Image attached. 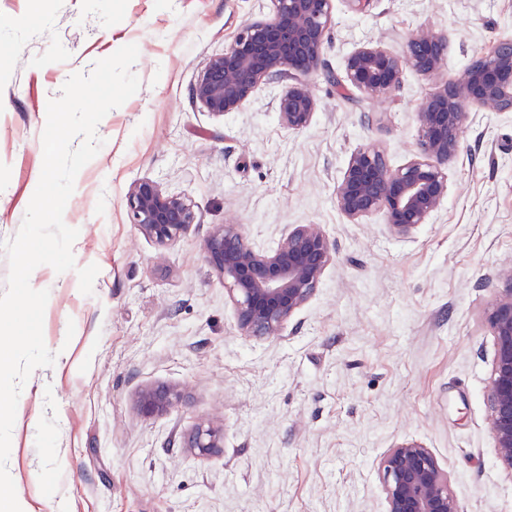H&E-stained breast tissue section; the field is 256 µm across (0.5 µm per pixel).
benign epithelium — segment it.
I'll return each instance as SVG.
<instances>
[{"label":"benign epithelium","mask_w":512,"mask_h":512,"mask_svg":"<svg viewBox=\"0 0 512 512\" xmlns=\"http://www.w3.org/2000/svg\"><path fill=\"white\" fill-rule=\"evenodd\" d=\"M270 2L269 13L244 25L192 86L194 101L216 118L241 109L261 86L277 84L279 121L300 132L311 125L317 109L307 84L313 74L321 71L338 86L379 97L401 88L403 60L424 75L436 74L447 62L448 35L418 29L408 36L402 57L379 44H363L345 57L340 73L324 70L333 0ZM472 107L512 112V37L476 55L455 81L422 101L418 153L403 166L392 168L375 145L355 149L336 182L337 209L352 223L381 213L401 237L429 223L448 195V162L460 151L459 131ZM126 207L130 223L162 252L198 223L190 199L150 179L130 185ZM334 252L318 224L294 225L269 250L253 245L235 224L220 225L205 241L206 261L224 281L239 329L259 340L280 335L309 301ZM505 278L506 287L485 311L495 347L486 399L497 460L512 473V270ZM181 401L179 390L157 384L139 390L135 406L151 418ZM182 447L200 456L212 454L224 447V429L202 421L183 436ZM379 477L385 512H461L448 472L420 443L404 441L388 449Z\"/></svg>","instance_id":"7a95c632"}]
</instances>
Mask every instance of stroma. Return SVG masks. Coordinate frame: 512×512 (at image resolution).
<instances>
[{"mask_svg": "<svg viewBox=\"0 0 512 512\" xmlns=\"http://www.w3.org/2000/svg\"><path fill=\"white\" fill-rule=\"evenodd\" d=\"M269 0H0V241L19 231L43 161L50 99L71 74L137 45L140 88L97 126L103 144L77 174L63 219L78 229L76 269L31 274L47 289L43 337L58 354L35 369L16 409L10 458L34 512H384L378 466L415 441L450 476L462 512H512V475L489 431L493 338L482 320L512 268V112H474L430 223L393 234L382 214L351 223L334 189L354 149L392 167L417 150L423 99L471 58L512 36V0H335L323 60L341 71L360 44L402 52L426 26L448 35L444 70L406 69L382 100L308 80L319 108L284 129L278 86L211 116L191 86ZM151 179L185 194L198 222L158 251L131 224L129 186ZM238 224L257 247L319 224L336 255L281 336L242 335L208 235ZM97 265L92 294L77 268ZM183 402L147 419L148 385ZM223 427L218 453L181 437Z\"/></svg>", "mask_w": 512, "mask_h": 512, "instance_id": "obj_1", "label": "stroma"}]
</instances>
